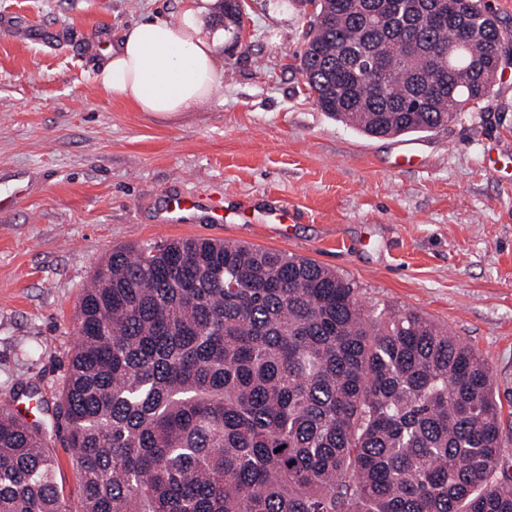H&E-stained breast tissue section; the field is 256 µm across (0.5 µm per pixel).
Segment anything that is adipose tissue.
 I'll list each match as a JSON object with an SVG mask.
<instances>
[{
    "instance_id": "adipose-tissue-1",
    "label": "adipose tissue",
    "mask_w": 512,
    "mask_h": 512,
    "mask_svg": "<svg viewBox=\"0 0 512 512\" xmlns=\"http://www.w3.org/2000/svg\"><path fill=\"white\" fill-rule=\"evenodd\" d=\"M215 0H179L177 17L143 18L106 47L96 81L141 112L168 118L214 100L224 31L210 22Z\"/></svg>"
}]
</instances>
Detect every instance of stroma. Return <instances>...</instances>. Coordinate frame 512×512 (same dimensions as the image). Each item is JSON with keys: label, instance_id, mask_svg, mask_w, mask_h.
<instances>
[{"label": "stroma", "instance_id": "obj_1", "mask_svg": "<svg viewBox=\"0 0 512 512\" xmlns=\"http://www.w3.org/2000/svg\"><path fill=\"white\" fill-rule=\"evenodd\" d=\"M174 12L175 0H0V196L16 198L0 209V407L51 423L83 288L113 249L227 240L312 259L366 310L418 312L474 348L512 486V43L489 98L447 128L371 138L310 97L300 0H250L244 34L219 51L224 88L198 111L154 117L105 92L102 48ZM174 198L200 201L199 215L169 222Z\"/></svg>", "mask_w": 512, "mask_h": 512}]
</instances>
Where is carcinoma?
<instances>
[{"label": "carcinoma", "mask_w": 512, "mask_h": 512, "mask_svg": "<svg viewBox=\"0 0 512 512\" xmlns=\"http://www.w3.org/2000/svg\"><path fill=\"white\" fill-rule=\"evenodd\" d=\"M317 107L373 137L432 132L488 97L485 0H303ZM239 29L238 0H222ZM53 423L0 408V512H512L502 411L479 354L344 276L229 241L114 250L79 303ZM57 465L55 478L64 489V495L69 503L70 509L74 512L80 509L79 504V477L69 455L64 448L56 445Z\"/></svg>", "instance_id": "obj_1"}]
</instances>
